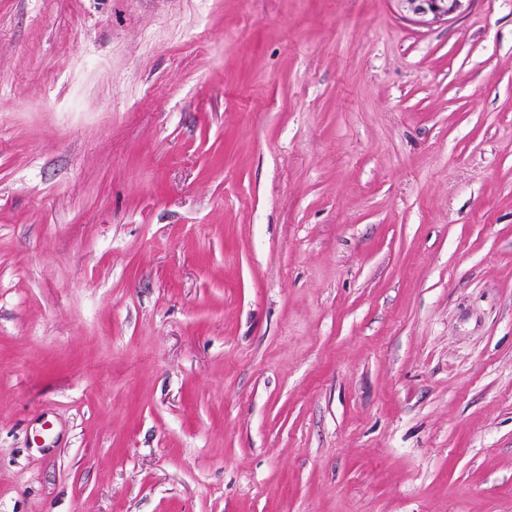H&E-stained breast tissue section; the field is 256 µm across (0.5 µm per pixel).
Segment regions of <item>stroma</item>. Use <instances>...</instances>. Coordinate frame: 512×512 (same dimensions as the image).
<instances>
[{
    "label": "stroma",
    "instance_id": "35a3bbf8",
    "mask_svg": "<svg viewBox=\"0 0 512 512\" xmlns=\"http://www.w3.org/2000/svg\"><path fill=\"white\" fill-rule=\"evenodd\" d=\"M0 512H512V0H0ZM404 10L414 17L429 14L434 18H454L465 12L473 0H399Z\"/></svg>",
    "mask_w": 512,
    "mask_h": 512
}]
</instances>
